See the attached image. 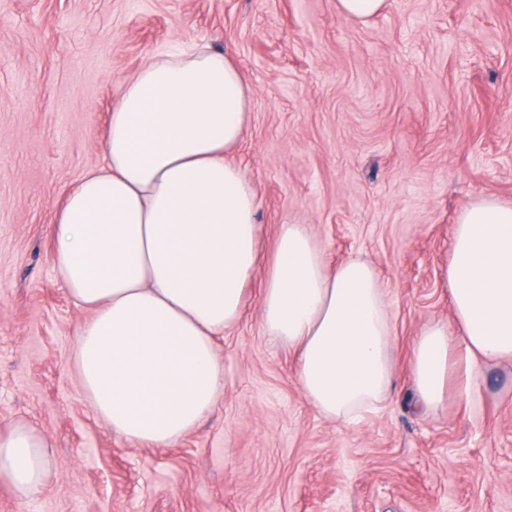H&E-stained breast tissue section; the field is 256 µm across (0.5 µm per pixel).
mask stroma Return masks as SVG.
I'll use <instances>...</instances> for the list:
<instances>
[{"label":"stroma","instance_id":"obj_1","mask_svg":"<svg viewBox=\"0 0 512 512\" xmlns=\"http://www.w3.org/2000/svg\"><path fill=\"white\" fill-rule=\"evenodd\" d=\"M191 43L231 52L254 90L235 161L256 183L260 251L307 224L329 267L374 265L393 313L388 403L346 426L262 332L253 283L217 343L224 391L193 433L131 445L72 364L86 318L53 268L56 205L97 163L121 78ZM512 204V0H0V430L47 442L49 489L0 512H512V360L454 339L443 405L411 396L422 329L452 317L440 271L461 210ZM386 5V0H336V11L349 19L363 22L379 14Z\"/></svg>","mask_w":512,"mask_h":512}]
</instances>
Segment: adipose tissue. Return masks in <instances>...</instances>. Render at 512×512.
<instances>
[{
    "label": "adipose tissue",
    "mask_w": 512,
    "mask_h": 512,
    "mask_svg": "<svg viewBox=\"0 0 512 512\" xmlns=\"http://www.w3.org/2000/svg\"><path fill=\"white\" fill-rule=\"evenodd\" d=\"M252 88L228 53L153 54L119 82L102 159L52 221V261L87 316L73 361L99 421L126 442L167 447L197 429L224 390L216 340L241 321L260 265L259 194L231 157L251 123ZM452 322L418 335L410 374L420 406L444 399L449 350L512 358V204L482 198L459 215L442 270ZM265 336L297 357L310 404L343 424L385 406L393 317L375 268L328 269L308 225H281L259 296ZM52 464L24 422L0 432V481L44 490Z\"/></svg>",
    "instance_id": "adipose-tissue-1"
}]
</instances>
